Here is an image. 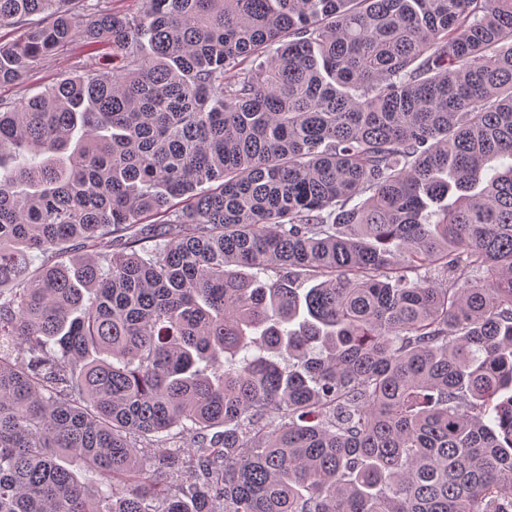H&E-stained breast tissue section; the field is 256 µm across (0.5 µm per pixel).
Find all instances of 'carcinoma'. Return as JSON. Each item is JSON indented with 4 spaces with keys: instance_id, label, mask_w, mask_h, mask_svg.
<instances>
[{
    "instance_id": "cac0c4a2",
    "label": "carcinoma",
    "mask_w": 512,
    "mask_h": 512,
    "mask_svg": "<svg viewBox=\"0 0 512 512\" xmlns=\"http://www.w3.org/2000/svg\"><path fill=\"white\" fill-rule=\"evenodd\" d=\"M5 21L0 512H512V0ZM120 52L111 45H85L78 40L67 49L39 64L20 80L0 85V101L11 103L22 97L44 92L62 78L75 72L78 64L101 73H111L121 65Z\"/></svg>"
}]
</instances>
